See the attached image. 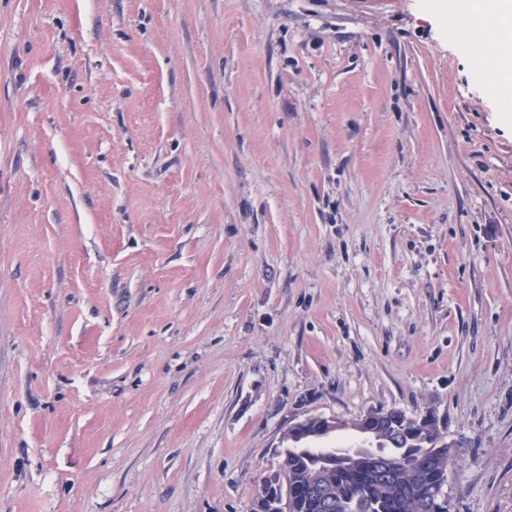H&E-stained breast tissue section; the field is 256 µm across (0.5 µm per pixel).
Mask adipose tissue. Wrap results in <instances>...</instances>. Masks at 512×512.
<instances>
[{
  "label": "adipose tissue",
  "mask_w": 512,
  "mask_h": 512,
  "mask_svg": "<svg viewBox=\"0 0 512 512\" xmlns=\"http://www.w3.org/2000/svg\"><path fill=\"white\" fill-rule=\"evenodd\" d=\"M448 17L503 114L512 113V0H448Z\"/></svg>",
  "instance_id": "obj_1"
}]
</instances>
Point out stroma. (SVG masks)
Masks as SVG:
<instances>
[{
  "label": "stroma",
  "mask_w": 512,
  "mask_h": 512,
  "mask_svg": "<svg viewBox=\"0 0 512 512\" xmlns=\"http://www.w3.org/2000/svg\"><path fill=\"white\" fill-rule=\"evenodd\" d=\"M390 409L512 512V123L445 16L0 0V512H251ZM395 420L396 412L393 409L367 413L350 423H340L321 416H310L291 426L288 431L301 438L314 437L319 439L320 436L332 434L342 428H354L358 432L368 434L382 433L388 440V436L395 434L402 428L404 430L411 428L413 434H420L421 436L439 432L440 439L437 446V435L419 437L408 434L407 437H403V440L397 443H389L384 441V439H378L379 444L377 447L381 448V451L387 456L404 459L413 453L433 455V449L436 446L435 451H438L441 455L447 451L448 470L450 469L453 462V454L448 448L455 447L445 439L440 426V418L434 412H428L419 418L407 417L402 427ZM387 448L390 451H386Z\"/></svg>",
  "instance_id": "obj_1"
}]
</instances>
